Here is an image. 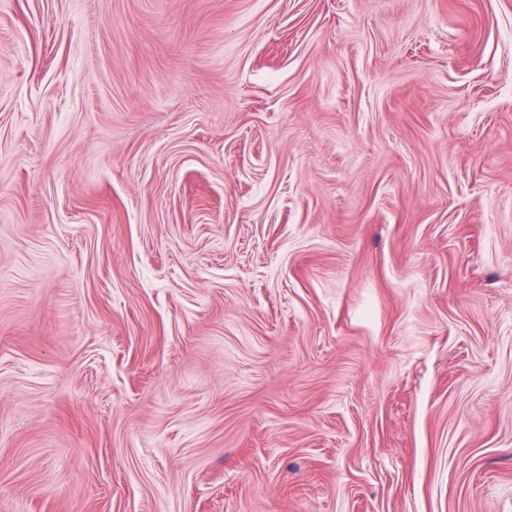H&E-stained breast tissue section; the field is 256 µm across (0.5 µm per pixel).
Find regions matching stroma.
I'll list each match as a JSON object with an SVG mask.
<instances>
[{
	"mask_svg": "<svg viewBox=\"0 0 512 512\" xmlns=\"http://www.w3.org/2000/svg\"><path fill=\"white\" fill-rule=\"evenodd\" d=\"M0 512H512V0H0Z\"/></svg>",
	"mask_w": 512,
	"mask_h": 512,
	"instance_id": "35a3bbf8",
	"label": "stroma"
}]
</instances>
